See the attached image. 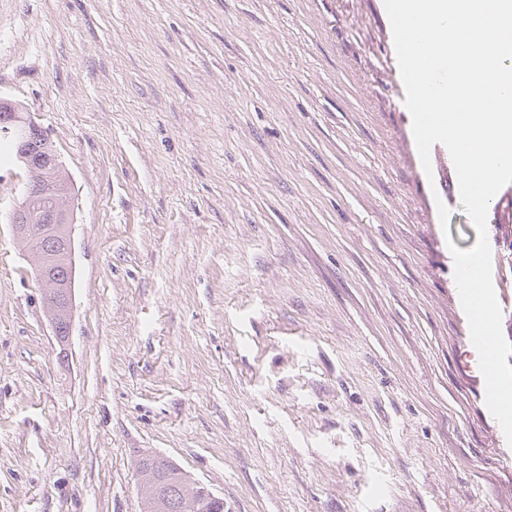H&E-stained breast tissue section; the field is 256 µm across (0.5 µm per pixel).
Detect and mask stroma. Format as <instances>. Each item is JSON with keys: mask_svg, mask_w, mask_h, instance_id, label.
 <instances>
[{"mask_svg": "<svg viewBox=\"0 0 512 512\" xmlns=\"http://www.w3.org/2000/svg\"><path fill=\"white\" fill-rule=\"evenodd\" d=\"M403 92L384 0H0V99L76 203L61 343L0 160V512H140L143 453L224 512H512L477 232ZM487 231L512 342V213Z\"/></svg>", "mask_w": 512, "mask_h": 512, "instance_id": "obj_1", "label": "stroma"}]
</instances>
